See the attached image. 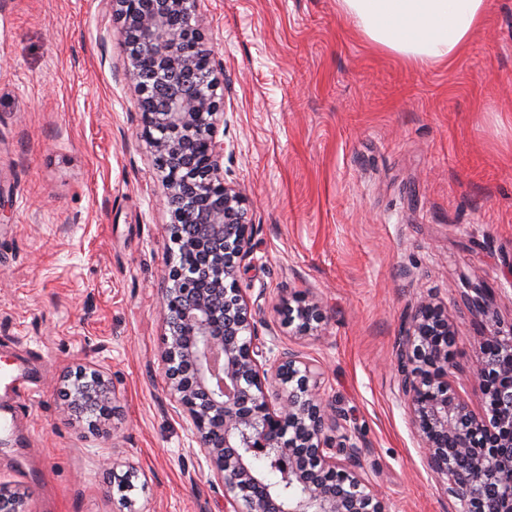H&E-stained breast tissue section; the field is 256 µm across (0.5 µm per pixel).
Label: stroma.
<instances>
[{
    "label": "stroma",
    "instance_id": "obj_1",
    "mask_svg": "<svg viewBox=\"0 0 512 512\" xmlns=\"http://www.w3.org/2000/svg\"><path fill=\"white\" fill-rule=\"evenodd\" d=\"M198 4L224 172L254 228L240 286L259 334L284 335L289 292L316 296L326 319L292 345L320 366L391 512H451L394 359L409 305L429 294L457 324L456 366L476 361L465 276L512 327V0H487L466 49L436 67L369 45L337 0ZM176 253L107 0H0V360L40 387L0 434V481L29 512H224L162 368ZM90 364L117 392L101 430L63 395ZM112 461L136 468L129 501L108 485Z\"/></svg>",
    "mask_w": 512,
    "mask_h": 512
}]
</instances>
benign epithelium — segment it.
Returning <instances> with one entry per match:
<instances>
[{"label":"benign epithelium","mask_w":512,"mask_h":512,"mask_svg":"<svg viewBox=\"0 0 512 512\" xmlns=\"http://www.w3.org/2000/svg\"><path fill=\"white\" fill-rule=\"evenodd\" d=\"M198 0H112L121 22L127 72L136 80L144 132L161 173L173 242L193 261L168 262L162 354L170 397L191 423L200 453L224 490V512H390L365 469L346 414L321 391L316 364L259 336L256 313L239 277L252 255L247 199L224 176L217 115L224 99L211 79L212 50L199 28ZM473 312L490 315L491 291H459ZM284 327L310 336L323 305L289 293ZM454 324L432 296L413 304L395 355L404 403L427 471L453 512H512V328L484 326L481 357L466 374L480 411L453 380L448 355ZM68 408L109 406L112 381L98 367L80 369L64 389ZM284 469L271 484L260 461ZM4 512H27L0 483Z\"/></svg>","instance_id":"7a95c632"}]
</instances>
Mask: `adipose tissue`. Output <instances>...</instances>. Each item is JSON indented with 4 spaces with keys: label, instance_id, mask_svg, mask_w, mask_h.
I'll return each instance as SVG.
<instances>
[{
    "label": "adipose tissue",
    "instance_id": "1",
    "mask_svg": "<svg viewBox=\"0 0 512 512\" xmlns=\"http://www.w3.org/2000/svg\"><path fill=\"white\" fill-rule=\"evenodd\" d=\"M355 30L410 64L455 60L483 21L486 0H338Z\"/></svg>",
    "mask_w": 512,
    "mask_h": 512
}]
</instances>
